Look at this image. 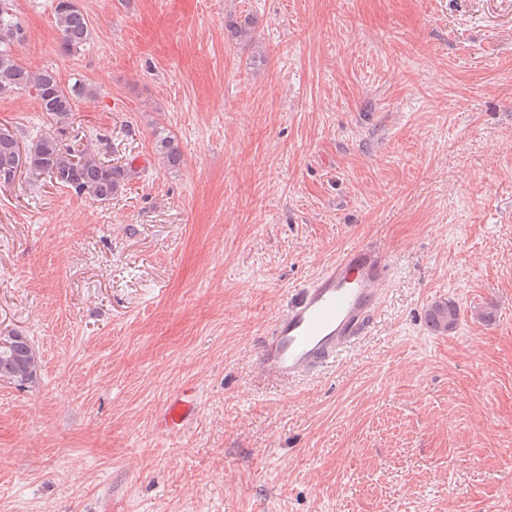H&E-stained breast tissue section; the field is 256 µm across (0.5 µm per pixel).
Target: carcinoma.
Wrapping results in <instances>:
<instances>
[{
	"instance_id": "cac0c4a2",
	"label": "carcinoma",
	"mask_w": 512,
	"mask_h": 512,
	"mask_svg": "<svg viewBox=\"0 0 512 512\" xmlns=\"http://www.w3.org/2000/svg\"><path fill=\"white\" fill-rule=\"evenodd\" d=\"M54 23L60 32L61 53L71 55L89 43V22L76 0H56ZM226 28L232 39L239 40L252 35L255 21L247 14L240 21L228 22ZM22 38L13 0H0V93L33 89L41 111L50 115L56 127L25 145L14 131L0 127V187L10 186L16 174L24 173L100 202L119 196L137 174L134 159L112 161L96 149L82 147L81 137L72 128L75 99L95 96L96 88L83 82L66 88L52 70L31 72L12 53V46ZM155 149L166 166L183 164V152L174 138L159 139ZM426 319L433 330L448 332L458 323L459 309L447 301L436 302L428 309ZM37 371L38 360L27 337L17 333L0 337V380L22 386Z\"/></svg>"
}]
</instances>
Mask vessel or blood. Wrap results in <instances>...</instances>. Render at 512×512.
Segmentation results:
<instances>
[{
    "mask_svg": "<svg viewBox=\"0 0 512 512\" xmlns=\"http://www.w3.org/2000/svg\"><path fill=\"white\" fill-rule=\"evenodd\" d=\"M388 258L370 246L346 250L313 278L279 314L259 346L263 375L293 381L335 363L367 334L390 281ZM196 411L192 395L173 396L159 417L163 431H181Z\"/></svg>",
    "mask_w": 512,
    "mask_h": 512,
    "instance_id": "obj_1",
    "label": "vessel or blood"
}]
</instances>
